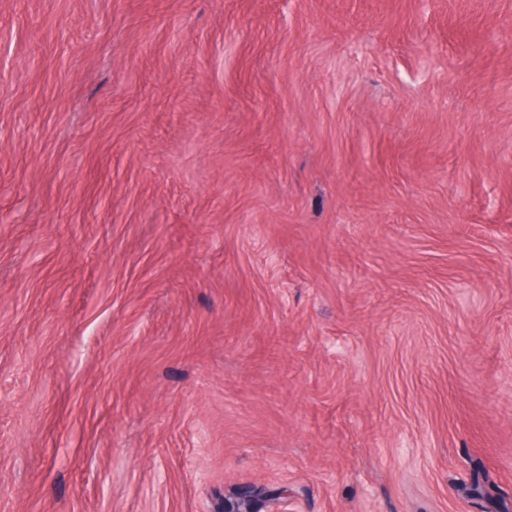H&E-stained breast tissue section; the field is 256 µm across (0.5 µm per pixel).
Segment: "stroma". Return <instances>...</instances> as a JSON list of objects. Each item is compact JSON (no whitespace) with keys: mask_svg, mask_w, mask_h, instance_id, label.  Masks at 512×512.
<instances>
[{"mask_svg":"<svg viewBox=\"0 0 512 512\" xmlns=\"http://www.w3.org/2000/svg\"><path fill=\"white\" fill-rule=\"evenodd\" d=\"M512 512V0H0V512Z\"/></svg>","mask_w":512,"mask_h":512,"instance_id":"1","label":"stroma"}]
</instances>
